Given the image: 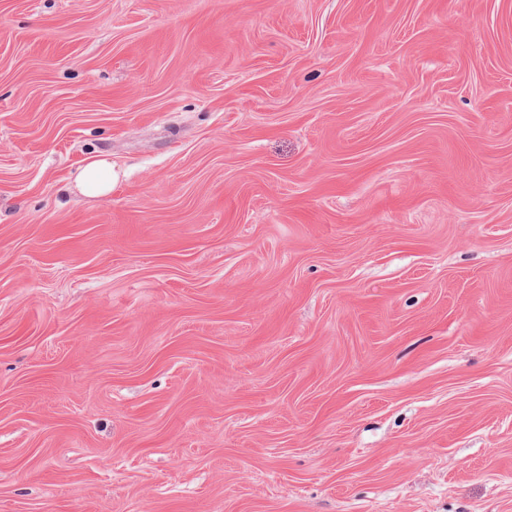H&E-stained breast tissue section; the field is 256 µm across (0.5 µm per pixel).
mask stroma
<instances>
[{
    "label": "stroma",
    "instance_id": "35a3bbf8",
    "mask_svg": "<svg viewBox=\"0 0 512 512\" xmlns=\"http://www.w3.org/2000/svg\"><path fill=\"white\" fill-rule=\"evenodd\" d=\"M0 512H512V0H0ZM115 177L112 162L103 158L85 166L78 174L76 182L82 193L88 196H99L112 190Z\"/></svg>",
    "mask_w": 512,
    "mask_h": 512
}]
</instances>
